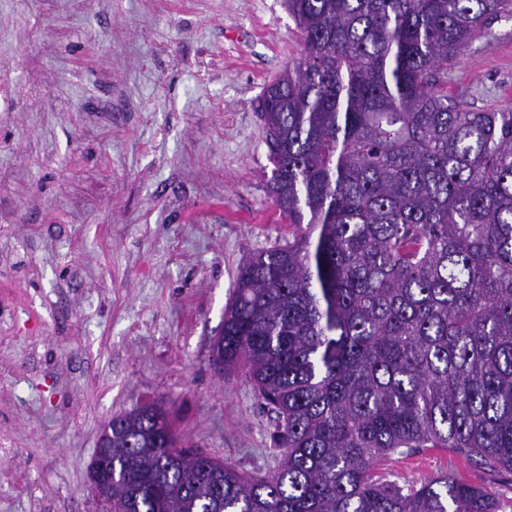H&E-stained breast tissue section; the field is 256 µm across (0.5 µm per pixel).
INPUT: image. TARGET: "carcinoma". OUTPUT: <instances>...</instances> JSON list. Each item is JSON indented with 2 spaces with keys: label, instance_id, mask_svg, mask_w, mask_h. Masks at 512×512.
<instances>
[{
  "label": "carcinoma",
  "instance_id": "cac0c4a2",
  "mask_svg": "<svg viewBox=\"0 0 512 512\" xmlns=\"http://www.w3.org/2000/svg\"><path fill=\"white\" fill-rule=\"evenodd\" d=\"M304 57L264 92L268 195L292 241L248 256L218 358L277 414L282 458L216 480L156 414L112 416L114 512H499L442 471H512V109L448 100V69L512 0H285ZM388 462L385 479L400 486L419 482L425 477L436 475L447 469L450 454L444 448H420L410 456L395 455Z\"/></svg>",
  "mask_w": 512,
  "mask_h": 512
}]
</instances>
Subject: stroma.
Listing matches in <instances>:
<instances>
[{
    "mask_svg": "<svg viewBox=\"0 0 512 512\" xmlns=\"http://www.w3.org/2000/svg\"><path fill=\"white\" fill-rule=\"evenodd\" d=\"M448 73L512 106V18ZM304 55L285 0H0V512H106L88 466L107 422L161 402L184 445L262 476L277 415L213 343L236 270L295 228L267 190L258 110ZM453 469L395 456L405 486ZM512 512V472L492 479Z\"/></svg>",
    "mask_w": 512,
    "mask_h": 512,
    "instance_id": "35a3bbf8",
    "label": "stroma"
}]
</instances>
